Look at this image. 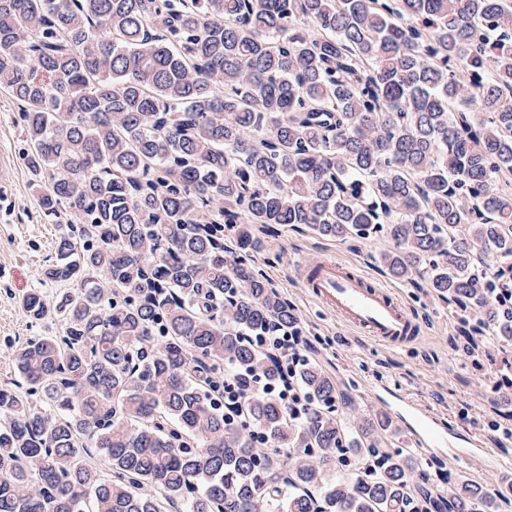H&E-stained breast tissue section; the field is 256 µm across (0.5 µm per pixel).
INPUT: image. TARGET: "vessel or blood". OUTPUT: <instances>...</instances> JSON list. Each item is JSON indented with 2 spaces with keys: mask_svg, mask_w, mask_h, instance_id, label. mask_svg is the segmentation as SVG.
<instances>
[{
  "mask_svg": "<svg viewBox=\"0 0 512 512\" xmlns=\"http://www.w3.org/2000/svg\"><path fill=\"white\" fill-rule=\"evenodd\" d=\"M298 278L311 298L356 334L395 348L416 339L418 323L412 311L393 289L357 268L325 259L300 268ZM414 418L429 447H448L450 463L487 462L489 451L480 437H473L471 447L455 450L433 417L418 412Z\"/></svg>",
  "mask_w": 512,
  "mask_h": 512,
  "instance_id": "vessel-or-blood-1",
  "label": "vessel or blood"
}]
</instances>
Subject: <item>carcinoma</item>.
<instances>
[{
  "label": "carcinoma",
  "mask_w": 512,
  "mask_h": 512,
  "mask_svg": "<svg viewBox=\"0 0 512 512\" xmlns=\"http://www.w3.org/2000/svg\"><path fill=\"white\" fill-rule=\"evenodd\" d=\"M0 86L43 219L86 225L58 224V293L20 301L64 334L15 353L26 393L0 389V512L420 507L423 460L338 415L317 364L300 422L216 399L226 368L277 380L247 335L296 321L250 263L257 228L384 230L390 275L512 336L490 297L512 277V0H0ZM347 452L382 464L354 478ZM479 503L448 488V512Z\"/></svg>",
  "instance_id": "cac0c4a2"
}]
</instances>
